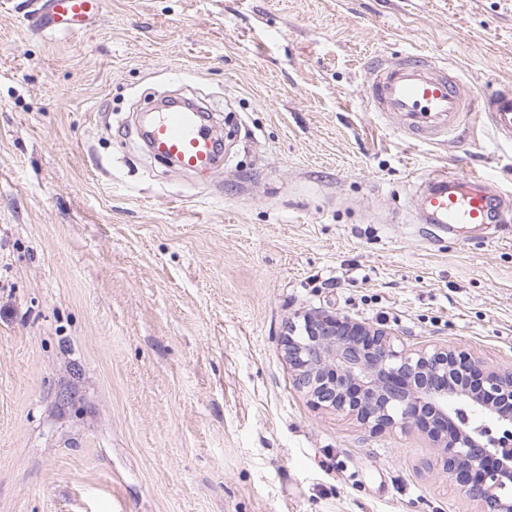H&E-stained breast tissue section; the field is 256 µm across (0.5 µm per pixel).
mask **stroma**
I'll use <instances>...</instances> for the list:
<instances>
[{"label": "stroma", "instance_id": "obj_1", "mask_svg": "<svg viewBox=\"0 0 512 512\" xmlns=\"http://www.w3.org/2000/svg\"><path fill=\"white\" fill-rule=\"evenodd\" d=\"M0 0V512H481L416 431L313 408L301 312L512 368V238L435 240L410 193L512 142L366 111L409 51L512 84V0H106L47 39ZM215 111L216 173L148 157L166 96Z\"/></svg>", "mask_w": 512, "mask_h": 512}]
</instances>
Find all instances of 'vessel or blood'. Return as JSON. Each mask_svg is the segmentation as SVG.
<instances>
[{
  "mask_svg": "<svg viewBox=\"0 0 512 512\" xmlns=\"http://www.w3.org/2000/svg\"><path fill=\"white\" fill-rule=\"evenodd\" d=\"M105 0H37L30 18L34 32L72 36L93 25ZM370 111L400 118L414 139L432 141L453 134L464 118L486 113L498 138L512 141V90L475 98L466 94L446 63L417 53L379 59L367 67L362 85ZM152 155L168 159L186 172L212 170L220 154L205 109L180 102L142 117ZM425 223L437 237L477 236L512 230V203L485 177L430 171L416 188Z\"/></svg>",
  "mask_w": 512,
  "mask_h": 512,
  "instance_id": "1",
  "label": "vessel or blood"
}]
</instances>
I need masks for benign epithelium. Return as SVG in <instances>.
Instances as JSON below:
<instances>
[{
	"label": "benign epithelium",
	"instance_id": "benign-epithelium-1",
	"mask_svg": "<svg viewBox=\"0 0 512 512\" xmlns=\"http://www.w3.org/2000/svg\"><path fill=\"white\" fill-rule=\"evenodd\" d=\"M296 388L317 408L377 430L415 427L437 448L450 480L483 512H512V369L487 370L450 345L409 350L382 328L305 313L282 335ZM496 419L503 435L474 426Z\"/></svg>",
	"mask_w": 512,
	"mask_h": 512
}]
</instances>
